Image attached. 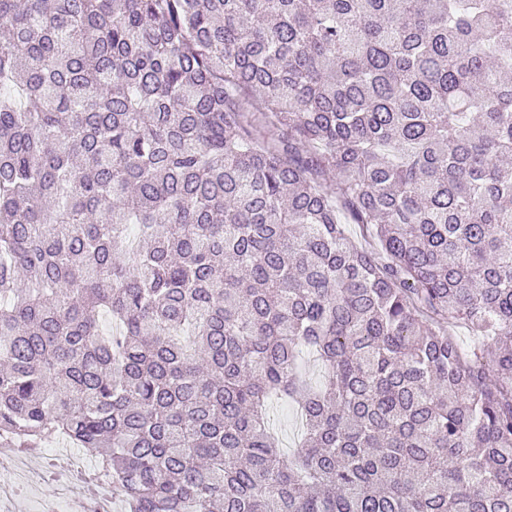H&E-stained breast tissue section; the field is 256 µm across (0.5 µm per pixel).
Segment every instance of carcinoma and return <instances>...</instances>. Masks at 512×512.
Instances as JSON below:
<instances>
[{"label":"carcinoma","mask_w":512,"mask_h":512,"mask_svg":"<svg viewBox=\"0 0 512 512\" xmlns=\"http://www.w3.org/2000/svg\"><path fill=\"white\" fill-rule=\"evenodd\" d=\"M0 32V435L125 512H512V0H0ZM271 422L278 432L282 449L292 456L300 443L302 423L294 404L273 401L269 406ZM45 441L38 448H32L28 455L35 458L42 473L36 493L44 499L55 497L65 485L59 474L65 467L92 470L96 467L92 458L86 456L79 448H72L62 441L48 443Z\"/></svg>","instance_id":"carcinoma-1"}]
</instances>
